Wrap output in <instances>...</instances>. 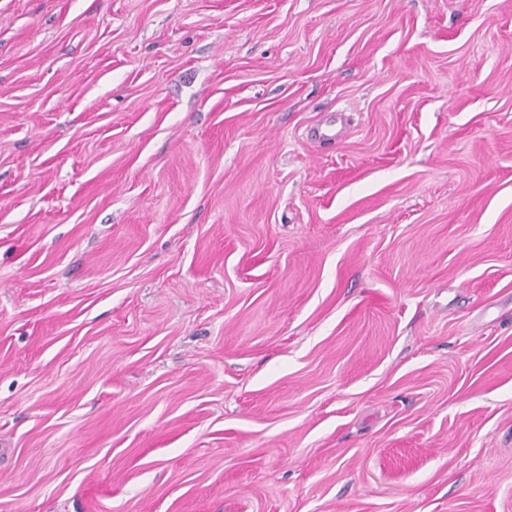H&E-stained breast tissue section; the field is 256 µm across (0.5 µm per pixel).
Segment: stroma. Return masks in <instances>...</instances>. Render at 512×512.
Returning a JSON list of instances; mask_svg holds the SVG:
<instances>
[{"label":"stroma","instance_id":"1","mask_svg":"<svg viewBox=\"0 0 512 512\" xmlns=\"http://www.w3.org/2000/svg\"><path fill=\"white\" fill-rule=\"evenodd\" d=\"M0 512H512V0H0Z\"/></svg>","mask_w":512,"mask_h":512}]
</instances>
